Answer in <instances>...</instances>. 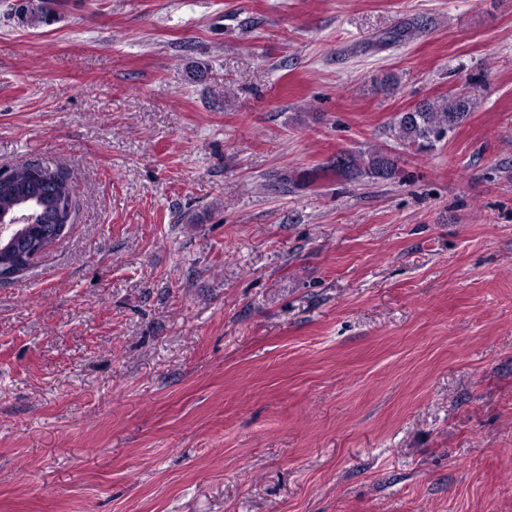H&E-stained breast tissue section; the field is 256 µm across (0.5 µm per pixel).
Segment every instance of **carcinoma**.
Listing matches in <instances>:
<instances>
[{
	"mask_svg": "<svg viewBox=\"0 0 512 512\" xmlns=\"http://www.w3.org/2000/svg\"><path fill=\"white\" fill-rule=\"evenodd\" d=\"M60 0H26L18 8V19L25 25L38 28L50 25L59 20L55 5ZM426 23L411 19L396 29L390 38L402 41L413 38L424 29ZM481 84L478 75L470 74L465 78L464 89L456 91L446 97L427 99L418 102L398 115L390 125L392 136L400 144L412 148L417 153H430L434 151L441 140L438 135H448L463 123L471 112L474 98L469 89ZM327 173L347 179H381L388 180L395 177L397 162L390 155L382 151H368L359 153H343L336 161L324 168ZM46 182L50 183L48 189L32 188L30 192L37 194L38 199L25 205L30 211L31 223L21 225L25 236L17 240V247L26 251L28 259L25 266H30L29 256L39 254L44 250L47 232L51 231L54 212L50 211L52 205L64 199L72 201L69 186L63 177L56 176L55 172L47 169ZM16 198L10 191L0 187V224L11 219L15 211Z\"/></svg>",
	"mask_w": 512,
	"mask_h": 512,
	"instance_id": "cac0c4a2",
	"label": "carcinoma"
}]
</instances>
